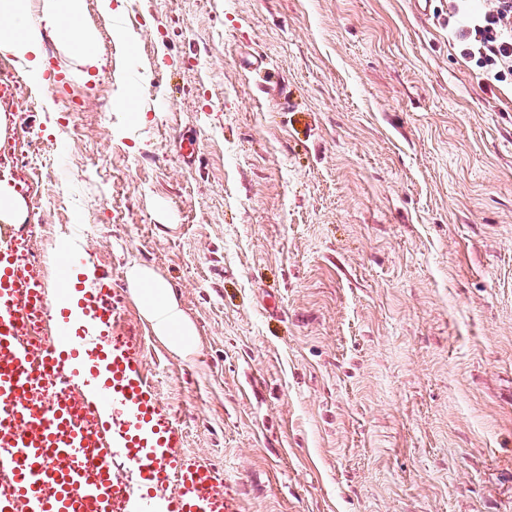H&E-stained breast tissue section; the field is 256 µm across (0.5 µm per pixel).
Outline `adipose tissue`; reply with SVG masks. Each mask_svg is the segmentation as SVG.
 <instances>
[{
    "instance_id": "1",
    "label": "adipose tissue",
    "mask_w": 512,
    "mask_h": 512,
    "mask_svg": "<svg viewBox=\"0 0 512 512\" xmlns=\"http://www.w3.org/2000/svg\"><path fill=\"white\" fill-rule=\"evenodd\" d=\"M81 0H44L40 18H33L29 0H0V52L26 62L32 72L44 69V28H54L82 61L98 66L100 58L94 39L82 24ZM133 299L151 328L172 350L190 355L197 332L170 292L167 283L149 268L134 265L127 270Z\"/></svg>"
}]
</instances>
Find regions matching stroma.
Returning a JSON list of instances; mask_svg holds the SVG:
<instances>
[{"mask_svg":"<svg viewBox=\"0 0 512 512\" xmlns=\"http://www.w3.org/2000/svg\"><path fill=\"white\" fill-rule=\"evenodd\" d=\"M82 10L100 67L49 29L52 80L0 54V142L60 161L28 255L51 295L62 242L111 277L182 453L240 512H512V76L481 83L448 0ZM133 265L192 356L153 334ZM126 276L132 297L151 324L154 334L177 353L191 355L197 332L167 283L151 269L139 265L129 267Z\"/></svg>","mask_w":512,"mask_h":512,"instance_id":"stroma-1","label":"stroma"}]
</instances>
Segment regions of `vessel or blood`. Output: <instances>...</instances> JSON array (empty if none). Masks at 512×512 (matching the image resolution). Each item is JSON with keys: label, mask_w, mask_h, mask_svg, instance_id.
Wrapping results in <instances>:
<instances>
[{"label": "vessel or blood", "mask_w": 512, "mask_h": 512, "mask_svg": "<svg viewBox=\"0 0 512 512\" xmlns=\"http://www.w3.org/2000/svg\"><path fill=\"white\" fill-rule=\"evenodd\" d=\"M24 235L0 240V512H238L207 465L180 452L183 435L133 345L112 334V288L85 254L59 246L65 293L49 299ZM50 317L40 343L29 322ZM121 452L136 484L115 479Z\"/></svg>", "instance_id": "vessel-or-blood-1"}]
</instances>
